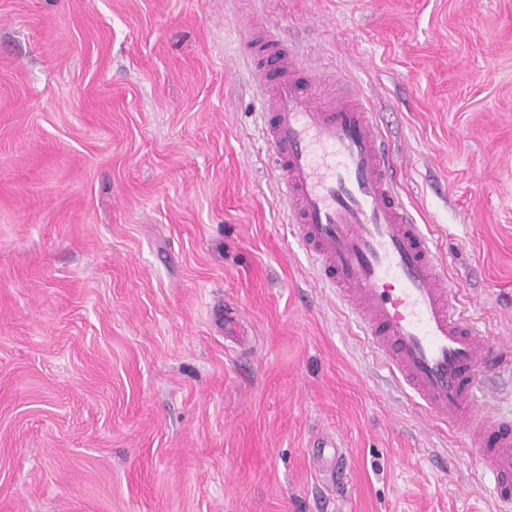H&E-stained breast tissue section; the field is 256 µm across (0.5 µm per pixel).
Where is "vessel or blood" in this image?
Segmentation results:
<instances>
[{
    "label": "vessel or blood",
    "mask_w": 512,
    "mask_h": 512,
    "mask_svg": "<svg viewBox=\"0 0 512 512\" xmlns=\"http://www.w3.org/2000/svg\"><path fill=\"white\" fill-rule=\"evenodd\" d=\"M252 55L265 141L319 283L347 307L422 418L475 449L493 497L512 512V420L475 396L489 372H512V342L491 341L461 310L434 239L399 196L385 135L360 89L324 100L321 74L270 33ZM312 447L317 467L345 460L330 434Z\"/></svg>",
    "instance_id": "vessel-or-blood-1"
}]
</instances>
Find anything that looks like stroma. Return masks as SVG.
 <instances>
[{
	"label": "stroma",
	"mask_w": 512,
	"mask_h": 512,
	"mask_svg": "<svg viewBox=\"0 0 512 512\" xmlns=\"http://www.w3.org/2000/svg\"><path fill=\"white\" fill-rule=\"evenodd\" d=\"M251 25L370 96L408 210L512 337V0H0V512H502L318 286ZM312 447V459L318 468L326 467L329 462L339 468L345 461L343 444L330 434L319 435L313 441Z\"/></svg>",
	"instance_id": "35a3bbf8"
}]
</instances>
